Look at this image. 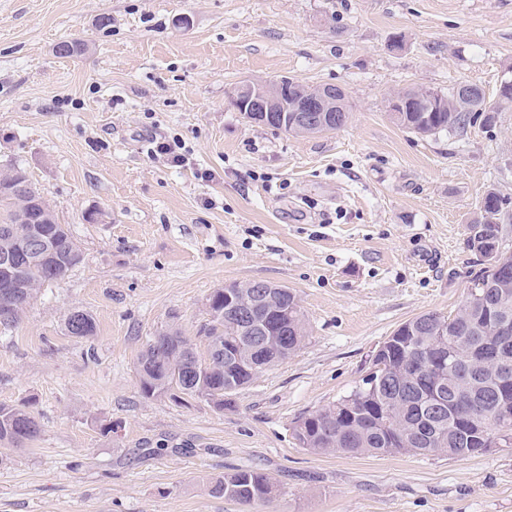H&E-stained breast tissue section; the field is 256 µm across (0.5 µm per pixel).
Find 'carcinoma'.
<instances>
[{
  "label": "carcinoma",
  "instance_id": "cac0c4a2",
  "mask_svg": "<svg viewBox=\"0 0 512 512\" xmlns=\"http://www.w3.org/2000/svg\"><path fill=\"white\" fill-rule=\"evenodd\" d=\"M84 51L85 45L79 40L64 41L55 48L59 57ZM426 93L442 100L443 110L428 112L423 102L408 96L397 106L399 113L394 116L400 126L420 136H436L462 133L479 122L484 126L493 122V116L482 114L492 103L477 84L460 82L446 93L431 89ZM482 203L485 215L469 223L467 236L470 251L492 260L474 276L481 286L467 292L455 315L428 312L395 330L390 339H400L404 350L384 361L382 371L395 375L410 357L434 358L433 348L442 344L444 337L448 338L444 353L455 357L461 369L448 373V383L441 386L437 377L427 372H411L390 384L383 381L373 390L359 386L335 404L296 422L294 437L301 447L317 453L331 449L350 455L462 458L499 445H512V254L505 250L503 228L504 221L512 217L506 211L512 201L489 188ZM32 219L40 222V228L51 237L62 261L23 257L12 275L0 277V287L11 276L28 284L27 295L15 301L12 313L0 315V325L6 328L15 323L44 284L64 278L83 261L81 249L57 216L45 220L35 212ZM209 302L210 309L222 314L211 317L204 329L205 338L224 339L227 352V338L243 335V327L236 309H225L219 291H214ZM254 316L268 335L288 348L290 355L308 336L299 300L291 291L277 293L273 303L254 309ZM66 326L77 337L91 336L96 331L94 318L80 310L75 317L67 318ZM190 347L177 330L148 340L136 363L144 397H201L222 408L228 381L242 387L252 379L248 354L230 367L182 369L181 360L187 358ZM260 353L264 354L265 368L288 355L275 346L264 347ZM40 432L39 421L27 408L0 405V443L23 448ZM207 489L213 496L242 504L269 502L278 492L270 477L251 468L210 478Z\"/></svg>",
  "mask_w": 512,
  "mask_h": 512
}]
</instances>
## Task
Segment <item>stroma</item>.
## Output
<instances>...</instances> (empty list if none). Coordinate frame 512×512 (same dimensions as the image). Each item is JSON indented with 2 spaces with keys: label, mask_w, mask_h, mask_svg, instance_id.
Listing matches in <instances>:
<instances>
[{
  "label": "stroma",
  "mask_w": 512,
  "mask_h": 512,
  "mask_svg": "<svg viewBox=\"0 0 512 512\" xmlns=\"http://www.w3.org/2000/svg\"><path fill=\"white\" fill-rule=\"evenodd\" d=\"M72 39L85 52L57 56ZM511 65L512 0H0V165L83 252L0 326V405L42 427L0 445V512H512V447L348 455L293 435L401 324L457 312L481 267L468 223L486 189L512 198V110L420 137L389 95L471 82L492 100ZM282 76L340 85L346 125L294 137L231 106L240 81ZM165 136L186 166L150 156ZM250 281L299 296L303 346L220 408L144 398L147 341L177 329L205 353L210 295ZM75 310L94 336L68 332ZM243 467L277 499L208 493Z\"/></svg>",
  "instance_id": "35a3bbf8"
}]
</instances>
